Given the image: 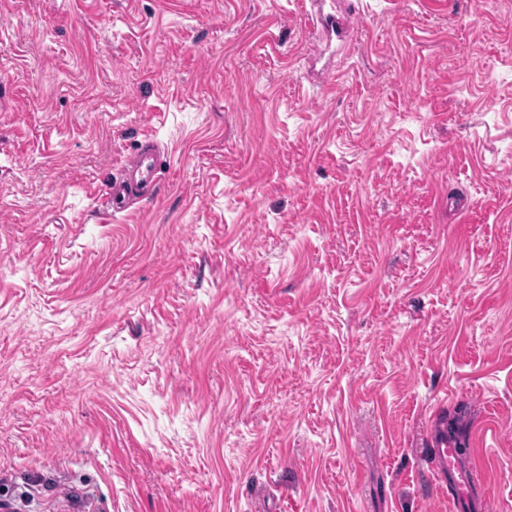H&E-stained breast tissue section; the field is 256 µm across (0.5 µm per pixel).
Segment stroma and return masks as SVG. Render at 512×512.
I'll return each mask as SVG.
<instances>
[{
  "label": "stroma",
  "mask_w": 512,
  "mask_h": 512,
  "mask_svg": "<svg viewBox=\"0 0 512 512\" xmlns=\"http://www.w3.org/2000/svg\"><path fill=\"white\" fill-rule=\"evenodd\" d=\"M302 2L0 0L10 512H512V0ZM164 161L165 151L150 136L144 137L138 148L126 153L121 162L120 176L112 179L104 194L109 214H121L132 208L138 195L153 184ZM429 463L438 486L448 487V505L453 512L483 510V502L474 497L472 465H463L456 441L448 436V423L438 422L430 432Z\"/></svg>",
  "instance_id": "stroma-1"
}]
</instances>
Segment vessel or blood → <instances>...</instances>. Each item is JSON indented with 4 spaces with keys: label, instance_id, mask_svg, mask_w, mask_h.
<instances>
[{
    "label": "vessel or blood",
    "instance_id": "1",
    "mask_svg": "<svg viewBox=\"0 0 512 512\" xmlns=\"http://www.w3.org/2000/svg\"><path fill=\"white\" fill-rule=\"evenodd\" d=\"M165 159V151L150 136L126 153L119 177L113 178L105 194L109 214L128 211L144 189L153 184ZM429 463L436 484L448 489L451 512H481L483 503L473 494L472 468L463 464L447 423H436L430 432Z\"/></svg>",
    "mask_w": 512,
    "mask_h": 512
}]
</instances>
